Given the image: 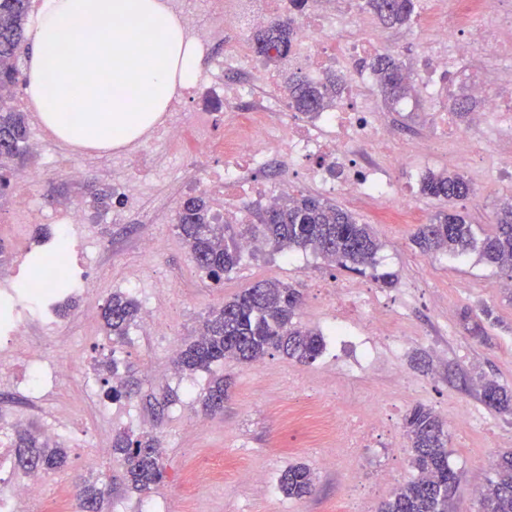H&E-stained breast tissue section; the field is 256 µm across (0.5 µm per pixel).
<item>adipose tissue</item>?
Returning a JSON list of instances; mask_svg holds the SVG:
<instances>
[{
  "label": "adipose tissue",
  "instance_id": "ef3b65f1",
  "mask_svg": "<svg viewBox=\"0 0 512 512\" xmlns=\"http://www.w3.org/2000/svg\"><path fill=\"white\" fill-rule=\"evenodd\" d=\"M149 28L130 43L131 27ZM83 39L80 50L71 36ZM27 92L47 127L75 147L124 145L197 81L200 52L157 0H44L28 27ZM138 98H130V90ZM81 94L73 109V94Z\"/></svg>",
  "mask_w": 512,
  "mask_h": 512
}]
</instances>
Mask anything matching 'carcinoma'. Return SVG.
I'll use <instances>...</instances> for the list:
<instances>
[{
    "instance_id": "cac0c4a2",
    "label": "carcinoma",
    "mask_w": 512,
    "mask_h": 512,
    "mask_svg": "<svg viewBox=\"0 0 512 512\" xmlns=\"http://www.w3.org/2000/svg\"><path fill=\"white\" fill-rule=\"evenodd\" d=\"M30 0H0V86L19 81L17 66L24 41V24ZM380 21L391 28L408 24L415 12L414 0H368ZM294 29L280 19L252 36L254 51L278 65L288 58ZM385 98L406 96L410 84L401 62L389 54H378L368 63ZM345 80L331 75L314 84L304 76L288 75L286 85L296 111L319 112L338 96ZM29 137L26 113L0 103V200L9 193L11 181L23 165ZM420 192L440 203H453L474 194L463 176L447 170L428 173ZM493 231L477 237L474 226L459 213L438 211L415 233L413 242L424 254L450 255L474 252L479 261L501 271L512 272V195L504 198L496 211ZM259 225L245 231L272 251L288 254L296 250L313 253L349 271L363 272L375 264L382 243L372 227L361 223L350 211L333 201L298 193L272 201L258 215ZM179 235L188 246L195 265L214 284L238 267L245 236L231 224H221L207 201L189 197L176 215ZM302 292L292 283L259 280L234 298L208 311L199 332L180 350L174 367L182 374L208 370L226 360L258 363L277 352L300 363H311L324 349L323 335L295 321ZM104 333L114 343L123 342L137 324L139 305L128 293L115 291L101 309ZM462 328L470 336L487 335L492 311L482 315L470 311L461 316ZM485 404L497 411H512V391L494 380L481 383ZM228 385L216 377L200 399L209 414L224 409ZM404 428L412 448V464L417 476L381 503L377 512H450L459 485V473L448 464V428L431 409L416 405L404 418ZM10 447L17 467L25 472H50L64 466L67 452L60 443L45 438L30 426L16 431ZM112 454L121 458L127 487L140 496L152 493L164 474L165 455L157 436L147 431L123 429L112 435ZM278 487L286 496L302 500L316 489V473L304 464H290L278 476ZM109 488L102 478L75 482V512H102ZM478 512H512V454L496 464V477L479 497Z\"/></svg>"
}]
</instances>
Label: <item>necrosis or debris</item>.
<instances>
[{
	"instance_id": "1",
	"label": "necrosis or debris",
	"mask_w": 512,
	"mask_h": 512,
	"mask_svg": "<svg viewBox=\"0 0 512 512\" xmlns=\"http://www.w3.org/2000/svg\"><path fill=\"white\" fill-rule=\"evenodd\" d=\"M416 2L418 19L432 29L425 41L414 44L386 28L358 30L361 0H306L295 10L288 0H206L201 15L191 11L186 0H163L200 48L197 83L125 147L123 158L152 170L159 152L182 157L195 181L215 194L222 213L239 215L245 201L292 192L291 181L262 182L254 177L276 157L303 166L305 179L325 195L342 196L354 204L392 201L406 208L409 195L394 173L408 169L415 155L447 141L448 107L457 91L480 103L479 111L470 115L466 133L471 152L491 160L496 177L512 184V14L505 12L504 0ZM283 18L290 19L296 35L292 68L312 80L332 69L349 76L346 94L331 110L311 118L293 110L287 86L264 69L250 44L254 30ZM382 45L413 47L411 96L423 100L432 112L431 135L401 138L375 99L371 90L375 76L366 62ZM0 98L30 115V145L46 166H64L76 181L91 175L89 164L74 163L73 150L62 146L38 120L37 105L21 89L1 90ZM218 151L224 155L223 164L209 165ZM112 186L115 202L106 221L123 224L129 213L139 210L145 186L118 168L112 172ZM93 207V201L84 200L48 211L27 187L17 191L9 218L13 224L56 225L63 239L73 240L67 274L71 282L84 287L83 299L89 307L96 306L99 294L83 259L86 243L74 240L73 232L87 223ZM327 294L349 301L335 323L337 335L348 337L354 349L343 371L372 375L373 360L366 341L356 335L355 323H378L382 298L366 294L363 283L353 278L336 283ZM0 339L10 346L11 359H22L30 367L21 389L69 386L70 370L47 364L45 347L30 337L27 323L12 318L0 322ZM283 422L300 431L307 442L324 448L329 460L336 449L354 453L364 445L350 421L317 401L289 407ZM42 486L36 473L13 478L5 435L0 432V512H17L19 503L37 499Z\"/></svg>"
}]
</instances>
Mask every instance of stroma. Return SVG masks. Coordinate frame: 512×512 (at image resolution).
Masks as SVG:
<instances>
[{
	"instance_id": "35a3bbf8",
	"label": "stroma",
	"mask_w": 512,
	"mask_h": 512,
	"mask_svg": "<svg viewBox=\"0 0 512 512\" xmlns=\"http://www.w3.org/2000/svg\"><path fill=\"white\" fill-rule=\"evenodd\" d=\"M161 178L153 180L144 207L145 215H131L127 223H106V211L94 210L92 218L102 224L105 246L93 251L91 260L102 276L96 287L103 296L128 291L140 306L141 321L152 311L168 318L154 335L133 328L124 343L112 344L101 330L99 310L82 305L78 288L68 293L69 311L59 315L56 327L43 325L33 316V337L42 338L49 364L68 365L73 381L68 390L26 394L0 387V422H24L39 429H53L69 450V465L46 475L44 496L25 503L20 512H73V478L103 476L112 491L105 512H374L389 497L380 491L368 502L358 500L355 480H368L384 468H391L400 484L415 475L412 450L402 429L408 410L417 404L430 407L441 418L459 405L475 409L481 424L467 432L449 430L448 463L460 475L454 512H478L479 491L493 478L498 457L512 451V414L499 413L485 405L481 379H492L512 389V296L502 293L499 282L504 272L480 262L476 255L452 257L426 255L412 237L428 223L437 202L422 197L419 181H410L413 191L411 213L390 218L384 203L355 208L360 222L371 225L382 243L377 254L378 272L397 275L394 287L372 281L386 302L387 314L402 310L403 348L392 355L383 337L373 335L370 325L361 331L378 358L371 377L346 376L339 364L345 352L331 334L336 316L321 302L316 284L348 279L349 273L321 256L300 251L292 254L264 249L244 255L241 264L225 276L222 285L198 278L193 258L173 225L165 221L169 203H181L180 188L188 176L181 158H162ZM27 173L41 174L42 197H54L63 204L88 196L86 184L69 181L62 172L45 170L37 156H30ZM475 194L455 202L456 210L469 215L477 233L490 231L500 198L512 193V186L486 177L475 184ZM49 225L1 224L0 242L6 247V262L17 265L29 260L26 244L46 239ZM159 240L153 256L140 252L142 237ZM262 279L296 283L303 293L297 321L321 331L326 348L312 363H297L281 354L253 364L225 362L193 376L174 373L172 348L190 339L205 313ZM489 308L493 322L485 338L467 336L459 325L464 310L480 312ZM117 357L135 369L128 399L112 402L104 394V375L98 363ZM224 376L229 384L224 411L203 415L198 398L211 377ZM398 379L409 380L411 390L395 387ZM171 390L178 398L163 413L146 404L148 396ZM331 402L338 415L358 416L371 406L377 421L392 422L398 429L393 448H386L382 431H375L369 447L352 458H338L324 466L321 451L309 447L300 435L284 426L282 414L290 395ZM129 428L154 431L165 448V477L143 498L125 489L124 469L110 455H98V446H111L115 430ZM237 457L243 465L264 472L266 481L256 485L242 482L235 472L223 480L203 477V467L215 450ZM303 463L317 474L313 496L295 500L278 488L280 472L288 465Z\"/></svg>"
}]
</instances>
